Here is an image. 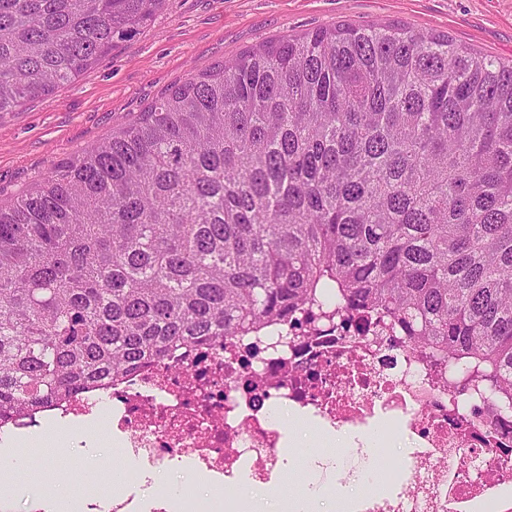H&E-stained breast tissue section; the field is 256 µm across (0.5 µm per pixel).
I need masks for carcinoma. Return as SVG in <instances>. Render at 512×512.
Returning <instances> with one entry per match:
<instances>
[{
    "label": "carcinoma",
    "mask_w": 512,
    "mask_h": 512,
    "mask_svg": "<svg viewBox=\"0 0 512 512\" xmlns=\"http://www.w3.org/2000/svg\"><path fill=\"white\" fill-rule=\"evenodd\" d=\"M164 3L0 0V113ZM307 306L512 411V63L395 24L280 37L0 205V429Z\"/></svg>",
    "instance_id": "carcinoma-1"
}]
</instances>
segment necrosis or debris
<instances>
[{"label": "necrosis or debris", "mask_w": 512, "mask_h": 512, "mask_svg": "<svg viewBox=\"0 0 512 512\" xmlns=\"http://www.w3.org/2000/svg\"><path fill=\"white\" fill-rule=\"evenodd\" d=\"M103 402L111 417L102 441L142 463L110 512H143L135 489L144 474L178 462L219 487L243 476L274 481L283 409L323 430L365 429L379 416L386 441L408 437L410 474L386 469L397 493L372 494L361 512H512V454L500 450L512 447V415L491 417L477 398L449 390L428 355L384 325L361 334L315 319L296 336L273 324L201 354H173L59 406V416L79 425Z\"/></svg>", "instance_id": "necrosis-or-debris-1"}]
</instances>
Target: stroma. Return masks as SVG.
Masks as SVG:
<instances>
[{"label": "stroma", "instance_id": "35a3bbf8", "mask_svg": "<svg viewBox=\"0 0 512 512\" xmlns=\"http://www.w3.org/2000/svg\"><path fill=\"white\" fill-rule=\"evenodd\" d=\"M340 23L442 31L457 44L512 61V0H166L148 28L117 42L82 76L0 116V204L111 138L192 75L273 38ZM26 453L31 467L19 477L12 512H30L26 495L35 477L74 488L98 472L110 450L92 442L81 453L38 445ZM317 479L341 484L350 500L362 497L341 475L306 468L301 456L275 490L298 498Z\"/></svg>", "mask_w": 512, "mask_h": 512}]
</instances>
